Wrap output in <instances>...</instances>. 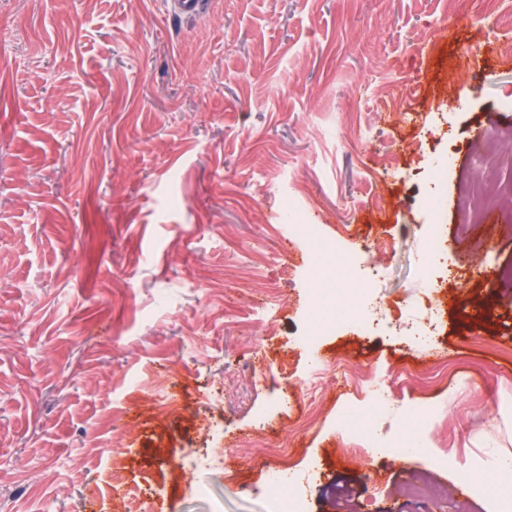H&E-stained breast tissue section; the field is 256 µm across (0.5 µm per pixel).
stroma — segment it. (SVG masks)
Returning a JSON list of instances; mask_svg holds the SVG:
<instances>
[{
    "label": "stroma",
    "instance_id": "obj_1",
    "mask_svg": "<svg viewBox=\"0 0 512 512\" xmlns=\"http://www.w3.org/2000/svg\"><path fill=\"white\" fill-rule=\"evenodd\" d=\"M487 3L0 0V512H263L240 489L276 467L310 473L308 512H424L422 482L491 512L457 479L512 452V195L467 203L485 166L512 181V7L493 37ZM298 224L358 258L372 330L305 344ZM373 382L378 434L417 410L447 468L344 456ZM427 210L429 215V224L431 233L427 239V252L432 260L422 268V276L431 279L434 275L435 267L444 255V236L440 221V204L435 193L427 200Z\"/></svg>",
    "mask_w": 512,
    "mask_h": 512
}]
</instances>
